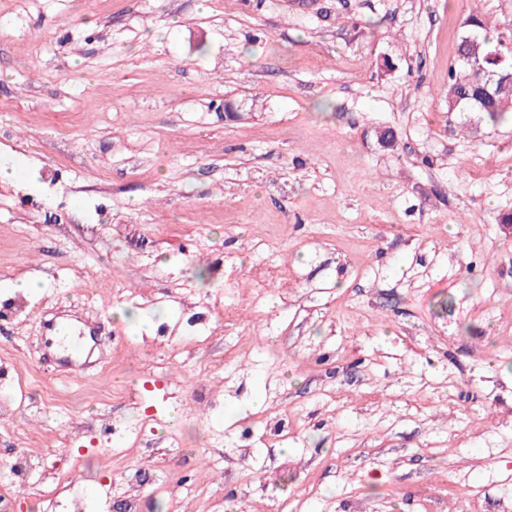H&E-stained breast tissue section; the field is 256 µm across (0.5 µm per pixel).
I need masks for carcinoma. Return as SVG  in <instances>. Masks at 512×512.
I'll use <instances>...</instances> for the list:
<instances>
[{
  "label": "carcinoma",
  "instance_id": "1",
  "mask_svg": "<svg viewBox=\"0 0 512 512\" xmlns=\"http://www.w3.org/2000/svg\"><path fill=\"white\" fill-rule=\"evenodd\" d=\"M488 32L482 16L467 20L455 65L448 71V111L478 112L497 123L512 116V93L492 97L484 93V86L489 74L512 72V48L500 37L490 38Z\"/></svg>",
  "mask_w": 512,
  "mask_h": 512
}]
</instances>
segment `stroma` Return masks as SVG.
<instances>
[{
  "instance_id": "35a3bbf8",
  "label": "stroma",
  "mask_w": 512,
  "mask_h": 512,
  "mask_svg": "<svg viewBox=\"0 0 512 512\" xmlns=\"http://www.w3.org/2000/svg\"><path fill=\"white\" fill-rule=\"evenodd\" d=\"M475 13L512 34V0H0L11 512H512V123L445 94ZM0 470L3 473L9 474L14 479L27 478L33 471L34 468L27 457L19 455L11 458L0 459Z\"/></svg>"
}]
</instances>
